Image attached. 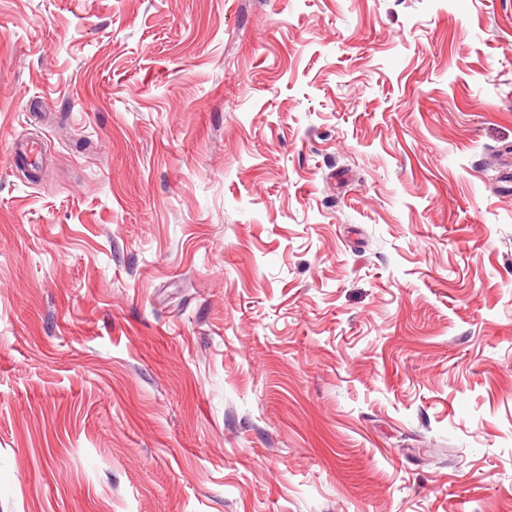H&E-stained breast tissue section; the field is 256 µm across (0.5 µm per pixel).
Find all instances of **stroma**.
Listing matches in <instances>:
<instances>
[{
	"label": "stroma",
	"mask_w": 512,
	"mask_h": 512,
	"mask_svg": "<svg viewBox=\"0 0 512 512\" xmlns=\"http://www.w3.org/2000/svg\"><path fill=\"white\" fill-rule=\"evenodd\" d=\"M0 512H512V0H0Z\"/></svg>",
	"instance_id": "35a3bbf8"
}]
</instances>
